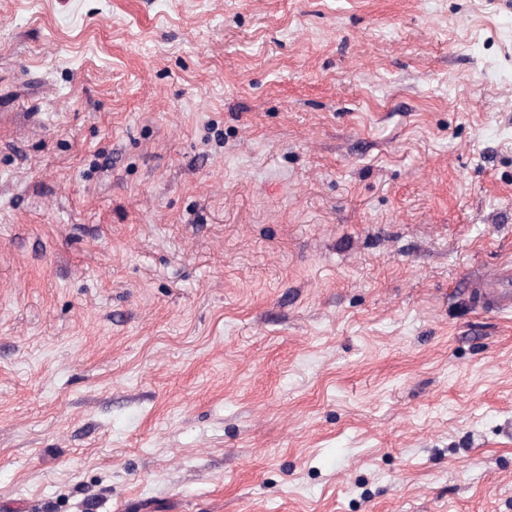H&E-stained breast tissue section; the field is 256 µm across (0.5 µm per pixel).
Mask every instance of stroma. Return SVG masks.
Here are the masks:
<instances>
[{"label":"stroma","instance_id":"obj_1","mask_svg":"<svg viewBox=\"0 0 512 512\" xmlns=\"http://www.w3.org/2000/svg\"><path fill=\"white\" fill-rule=\"evenodd\" d=\"M512 0H0V512H512ZM475 294L487 306L500 313L512 312V269L503 276L484 281L478 285Z\"/></svg>","mask_w":512,"mask_h":512}]
</instances>
